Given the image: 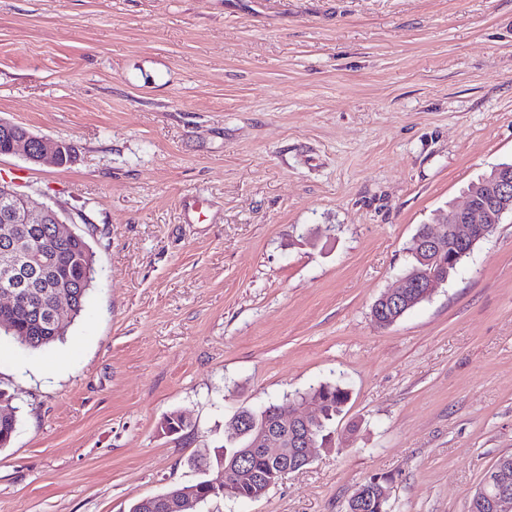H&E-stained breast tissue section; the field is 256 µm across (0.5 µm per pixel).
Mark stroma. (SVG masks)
Returning a JSON list of instances; mask_svg holds the SVG:
<instances>
[{
    "label": "stroma",
    "instance_id": "35a3bbf8",
    "mask_svg": "<svg viewBox=\"0 0 512 512\" xmlns=\"http://www.w3.org/2000/svg\"><path fill=\"white\" fill-rule=\"evenodd\" d=\"M0 118L74 145L0 180L98 271L63 341L0 339V512H129L322 382L350 393L335 451L199 512H345L373 477L390 512H465L512 452L511 214L371 320L419 226L512 163V0H0ZM19 409L13 406L11 397L0 391V448L7 447L19 423Z\"/></svg>",
    "mask_w": 512,
    "mask_h": 512
}]
</instances>
